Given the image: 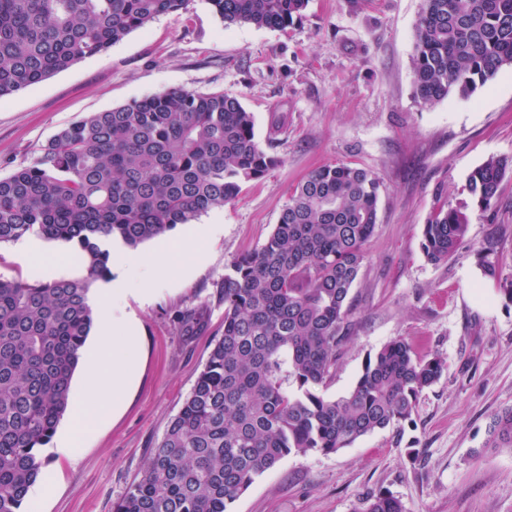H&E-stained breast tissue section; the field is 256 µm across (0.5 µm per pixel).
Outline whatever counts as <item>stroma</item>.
<instances>
[{"label":"stroma","instance_id":"35a3bbf8","mask_svg":"<svg viewBox=\"0 0 512 512\" xmlns=\"http://www.w3.org/2000/svg\"><path fill=\"white\" fill-rule=\"evenodd\" d=\"M423 0H309L287 30L225 25L208 0L157 16L106 52L0 99V176L29 164L62 127L146 95L181 87L238 98L256 138L280 162L221 209L140 245L169 277L151 297L129 291L138 322V373L120 410L105 414L76 452L64 416L43 449L49 487L28 512H112L146 467L214 344L224 334L219 285L231 262L259 248L297 185L316 168L373 171L379 222L352 290L354 310L329 399L350 392L369 354L402 338L438 356L441 378L410 421L323 455H291L258 476L232 512H358L387 491L406 512H512V453L485 447L488 426L512 407V304L479 265L488 254L512 274V70L471 98L421 105L413 95L414 32ZM508 160L493 212L473 214L467 240L434 265L423 228L440 204L465 199L468 173ZM194 235L204 252L188 267L175 249ZM30 267L49 280L85 269L69 245L38 239ZM195 310L193 330L182 315Z\"/></svg>","mask_w":512,"mask_h":512}]
</instances>
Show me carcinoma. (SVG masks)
I'll return each instance as SVG.
<instances>
[{
  "label": "carcinoma",
  "instance_id": "carcinoma-1",
  "mask_svg": "<svg viewBox=\"0 0 512 512\" xmlns=\"http://www.w3.org/2000/svg\"><path fill=\"white\" fill-rule=\"evenodd\" d=\"M228 25L285 31L308 0H209ZM186 0H0V99L101 53ZM512 68V0H424L415 29L414 95L424 105L468 98ZM280 159L256 139L239 99L173 88L96 112L55 133L30 164L0 178V246L37 234L69 244L81 278L0 277V512H25L44 448L70 406L94 323L90 290L112 279L113 244L135 250L233 202ZM508 162L466 177L470 202L444 203L423 229L433 264L463 245L468 208L493 210ZM379 178L324 165L296 188L265 243L230 264L220 284L224 334L180 411L112 512H231L285 457L330 454L410 420L444 371L402 338L368 357L352 390L318 393L352 314L350 291L378 224ZM512 302V278L482 260ZM486 447L512 452V407ZM357 512H405L394 496Z\"/></svg>",
  "mask_w": 512,
  "mask_h": 512
}]
</instances>
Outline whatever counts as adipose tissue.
<instances>
[{"label":"adipose tissue","mask_w":512,"mask_h":512,"mask_svg":"<svg viewBox=\"0 0 512 512\" xmlns=\"http://www.w3.org/2000/svg\"><path fill=\"white\" fill-rule=\"evenodd\" d=\"M124 294V289L116 288L101 301L100 338L89 353L92 371L85 385L86 399L75 413L76 432L98 423L108 407H120L136 374L137 364L129 353L138 338L124 313Z\"/></svg>","instance_id":"1"}]
</instances>
